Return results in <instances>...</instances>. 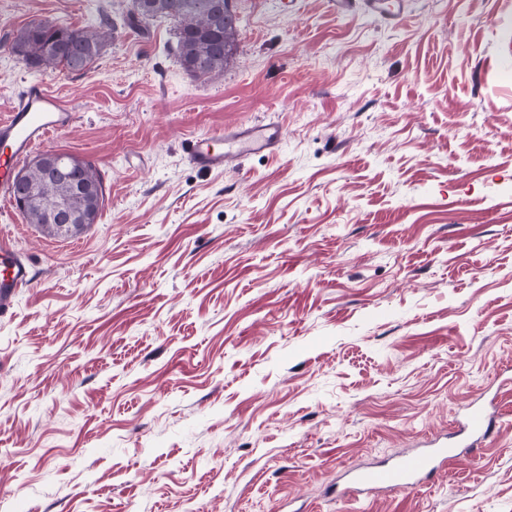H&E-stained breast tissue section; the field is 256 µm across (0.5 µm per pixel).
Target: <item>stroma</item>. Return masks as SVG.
<instances>
[{
  "instance_id": "35a3bbf8",
  "label": "stroma",
  "mask_w": 512,
  "mask_h": 512,
  "mask_svg": "<svg viewBox=\"0 0 512 512\" xmlns=\"http://www.w3.org/2000/svg\"><path fill=\"white\" fill-rule=\"evenodd\" d=\"M233 7L234 58L203 81L132 0H0V44L113 26L81 74L0 47V113L44 82L76 121L43 151L104 184L75 237L0 216L30 271L0 313V512H512V0ZM256 121L280 151L189 163L188 140ZM486 394L472 458L336 497ZM336 1L337 10L342 13H349L358 5H364L365 8L373 13L385 14L389 19L396 20L400 15V11L394 12L387 0H333Z\"/></svg>"
}]
</instances>
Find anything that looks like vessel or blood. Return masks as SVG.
<instances>
[{
    "mask_svg": "<svg viewBox=\"0 0 512 512\" xmlns=\"http://www.w3.org/2000/svg\"><path fill=\"white\" fill-rule=\"evenodd\" d=\"M397 19L389 0H336L340 12L356 5ZM75 118L70 104L43 83L27 84L19 102L0 117V203L13 200L18 166L51 136L68 129ZM282 143L280 129L271 123H242L189 140L186 154L190 163L203 171L230 170L247 156L276 151ZM28 267L10 246L0 245V311L8 310L17 288L26 285ZM463 428L473 442L487 440L496 429V419L481 408L466 415ZM455 444L437 440L398 459L348 473V489L357 493L413 491L422 480L445 461L457 458Z\"/></svg>",
    "mask_w": 512,
    "mask_h": 512,
    "instance_id": "1",
    "label": "vessel or blood"
}]
</instances>
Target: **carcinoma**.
Segmentation results:
<instances>
[{
    "mask_svg": "<svg viewBox=\"0 0 512 512\" xmlns=\"http://www.w3.org/2000/svg\"><path fill=\"white\" fill-rule=\"evenodd\" d=\"M227 0H133L129 14L132 24L164 17L176 23V51L183 69L197 79H209L224 70L239 36V18L226 8ZM112 36V27L94 31L75 29L48 21L33 22L0 44L18 56L26 66L43 71L61 69L84 72L100 55L102 45ZM78 174L81 182L103 189L96 165L85 161ZM28 223L37 225L49 237L73 236L79 228L63 234L48 222L46 209L32 205L24 210Z\"/></svg>",
    "mask_w": 512,
    "mask_h": 512,
    "instance_id": "1",
    "label": "carcinoma"
}]
</instances>
